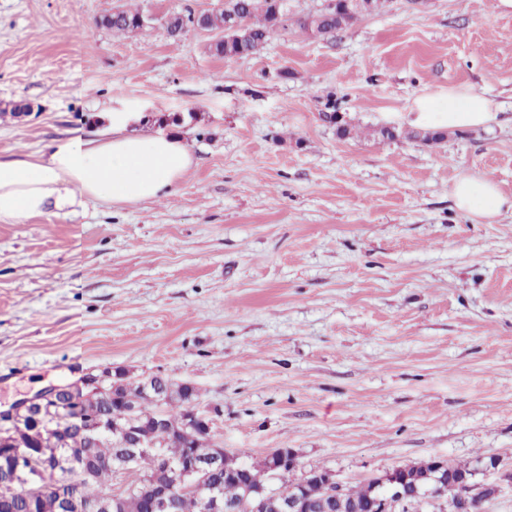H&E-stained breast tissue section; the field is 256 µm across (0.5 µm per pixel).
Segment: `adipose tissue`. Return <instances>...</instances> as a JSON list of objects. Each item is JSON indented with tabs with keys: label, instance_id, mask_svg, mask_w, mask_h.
<instances>
[{
	"label": "adipose tissue",
	"instance_id": "ef3b65f1",
	"mask_svg": "<svg viewBox=\"0 0 512 512\" xmlns=\"http://www.w3.org/2000/svg\"><path fill=\"white\" fill-rule=\"evenodd\" d=\"M497 115L494 101L473 88L457 87L417 99L408 123L488 128ZM101 118L109 138L59 140L33 159L0 156L1 224H20L46 213L76 217L92 202L121 206L159 200L173 192L194 163L179 139L138 132L141 113L120 107ZM452 195L457 209L476 221L512 211V197L487 177L460 175Z\"/></svg>",
	"mask_w": 512,
	"mask_h": 512
}]
</instances>
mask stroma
Masks as SVG:
<instances>
[{"instance_id":"stroma-1","label":"stroma","mask_w":512,"mask_h":512,"mask_svg":"<svg viewBox=\"0 0 512 512\" xmlns=\"http://www.w3.org/2000/svg\"><path fill=\"white\" fill-rule=\"evenodd\" d=\"M223 6L0 0V105L32 106L0 114V154L95 136L118 95L195 155L164 200L0 224V410L109 369L189 382L218 447L289 450L294 480L512 464V213L480 223L451 195L470 173L512 196V14L384 0L321 39L297 21L322 0H288L254 55L170 37L168 16ZM115 8L147 26L113 33ZM461 86L500 124L402 138L416 98Z\"/></svg>"}]
</instances>
